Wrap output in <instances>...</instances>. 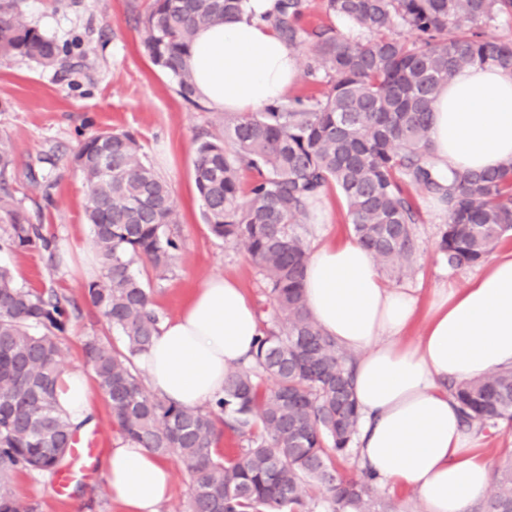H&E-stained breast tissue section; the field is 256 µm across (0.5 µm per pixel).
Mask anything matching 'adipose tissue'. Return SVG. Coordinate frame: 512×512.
<instances>
[{"label":"adipose tissue","instance_id":"obj_1","mask_svg":"<svg viewBox=\"0 0 512 512\" xmlns=\"http://www.w3.org/2000/svg\"><path fill=\"white\" fill-rule=\"evenodd\" d=\"M276 0H245L241 15L198 31L188 66L199 101L251 112L283 100L297 80V57L266 17ZM431 160L441 170L482 171L512 159V74L490 65L458 69L433 105ZM316 325L356 356L361 413L357 453L383 488L416 494L423 512H470L492 482L446 389L512 368V253L483 266L463 288L436 289L428 302L387 287L372 254L343 237L318 247L304 280ZM420 336H411L415 325ZM239 284L212 277L160 325L138 365L159 397L188 408L213 402L227 371L248 357L260 334ZM60 408L73 423L91 413L84 375H63ZM121 512H158L172 466L125 439L102 463Z\"/></svg>","mask_w":512,"mask_h":512}]
</instances>
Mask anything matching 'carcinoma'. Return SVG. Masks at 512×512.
Instances as JSON below:
<instances>
[{
    "mask_svg": "<svg viewBox=\"0 0 512 512\" xmlns=\"http://www.w3.org/2000/svg\"><path fill=\"white\" fill-rule=\"evenodd\" d=\"M243 0H152L140 20L141 44L170 74L181 98L199 106L186 60L199 29L240 13ZM306 0H277L269 17L294 48L312 43L306 75L326 84L320 98L226 112L224 126L196 149L195 184L210 231L242 244L266 283L269 308L251 360L231 368L224 397L206 409L179 406L146 391L137 357L160 314L138 265L161 277L179 223L166 180L128 132L101 131L74 156L86 187L85 219L101 277L87 303L122 346L107 336L82 345L93 379L124 437L176 459L190 476L187 512H393L373 497L367 471L346 477L360 414L355 357L326 336L305 308L309 250L301 233L319 192L343 197L353 235L384 267L411 269L419 215L401 183L445 205L440 249L448 267L481 262L512 236V161L488 171L443 175L428 162L431 108L461 67L490 64L512 73V43L489 41L479 25L512 18V0H327L333 26L299 25ZM72 46L25 20L21 0H0V56L21 55L43 68L63 65ZM13 151L0 137V239L40 247L55 269L64 255L30 222L11 190ZM257 174L248 192L241 175ZM70 301L37 291L0 267V512H36L13 492L8 472L55 474L79 426L59 408L61 334ZM272 379L269 388L259 377ZM463 423L483 432L512 427V368L450 382ZM245 445L226 455L224 430ZM480 512H512V451L500 462Z\"/></svg>",
    "mask_w": 512,
    "mask_h": 512,
    "instance_id": "1",
    "label": "carcinoma"
}]
</instances>
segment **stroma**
<instances>
[{
    "label": "stroma",
    "instance_id": "obj_1",
    "mask_svg": "<svg viewBox=\"0 0 512 512\" xmlns=\"http://www.w3.org/2000/svg\"><path fill=\"white\" fill-rule=\"evenodd\" d=\"M150 0H23L28 24L59 43L73 44L67 64L44 69L21 56L0 57V136L9 139L15 160L17 199L45 235L55 237L66 263L49 269L36 248L0 250V266L20 283L52 288L78 305L63 337L61 363L66 372H87L82 343L104 332L101 316L85 300L93 276L86 270L91 232L84 214L85 185L72 157L91 135L103 130L135 134L150 163L168 182L180 221L167 234L180 248L164 278L145 273L155 308L162 317L179 313L189 293L206 278L236 280L254 303L266 300L258 267L243 247L214 236L202 220V202L194 184L196 139L218 129L222 111L199 110L177 93L173 80L145 54L138 14ZM41 179L30 183L31 176ZM418 209L414 226L417 251L409 275L382 272L391 288L416 289L428 300L441 282L464 285L475 267L448 269L439 250L446 214L423 189L404 184ZM322 206L330 227L312 224L306 243L316 248L330 238L350 235L347 208L336 189H328ZM12 488L37 512H119L110 497L101 462L89 476L75 479L70 493L56 496L49 475L15 473Z\"/></svg>",
    "mask_w": 512,
    "mask_h": 512
}]
</instances>
